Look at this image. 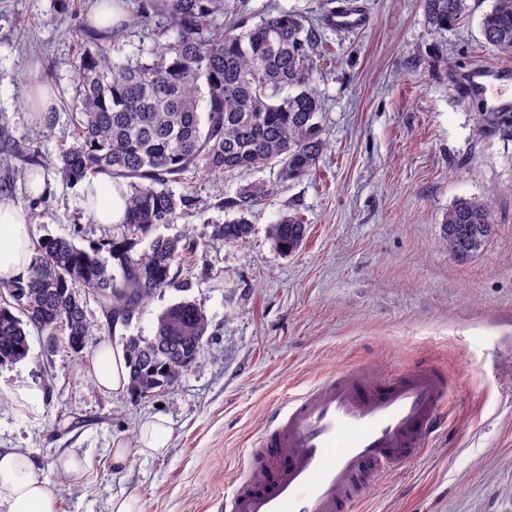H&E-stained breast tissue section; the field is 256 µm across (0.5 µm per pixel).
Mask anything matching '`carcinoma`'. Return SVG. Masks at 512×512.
<instances>
[{"mask_svg": "<svg viewBox=\"0 0 512 512\" xmlns=\"http://www.w3.org/2000/svg\"><path fill=\"white\" fill-rule=\"evenodd\" d=\"M432 30L454 25L468 11L466 0H424ZM129 23L165 20L173 38L146 59L116 61L107 45L89 38L77 65L79 107L71 112L73 142L47 168L69 182L89 175L127 184L126 213L102 248L86 250L66 237L34 242L28 274L0 286V363L25 358L30 330L51 334L79 354L93 350L101 325L84 310L95 297L105 324L127 326L156 292L176 284L173 267L188 265L198 243L188 235L139 239L159 224H171L195 204L169 189L203 169L214 176L278 168L279 181H294L315 169L325 142L318 118L324 102L310 90L313 57L323 31L311 19L281 12L253 23L229 0H124ZM484 43L512 55V0H493L482 15ZM490 131L512 136V112H486ZM28 160L29 148L0 126V142ZM274 191L258 181L224 201L239 214L214 228L226 242H242L254 227L247 219ZM489 204L461 200L442 224L448 253L457 261L478 254L492 236ZM274 248L291 255L302 246L306 224L284 215L268 225ZM208 329L204 310L189 299L157 317L154 336L130 337L125 353L132 390L142 399L163 393L197 359Z\"/></svg>", "mask_w": 512, "mask_h": 512, "instance_id": "obj_1", "label": "carcinoma"}]
</instances>
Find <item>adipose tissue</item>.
<instances>
[{
	"mask_svg": "<svg viewBox=\"0 0 512 512\" xmlns=\"http://www.w3.org/2000/svg\"><path fill=\"white\" fill-rule=\"evenodd\" d=\"M83 205L98 224L120 223L125 214L126 188L108 177L87 178L80 186ZM29 217L23 204L0 200V283L25 276L34 262ZM97 385L121 391L129 384L126 353L109 342H99L92 357ZM0 512H57L52 488L37 473L33 458L15 448L0 449Z\"/></svg>",
	"mask_w": 512,
	"mask_h": 512,
	"instance_id": "adipose-tissue-1",
	"label": "adipose tissue"
}]
</instances>
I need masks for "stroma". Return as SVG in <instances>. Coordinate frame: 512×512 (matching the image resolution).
Segmentation results:
<instances>
[{"label": "stroma", "mask_w": 512, "mask_h": 512, "mask_svg": "<svg viewBox=\"0 0 512 512\" xmlns=\"http://www.w3.org/2000/svg\"><path fill=\"white\" fill-rule=\"evenodd\" d=\"M367 26L324 27L313 91L324 101L326 148L309 177L278 183L276 169L214 178L204 170L172 184L196 204L159 234L199 242L179 287L157 292L129 326L102 331L112 345L151 338L158 315L188 298L209 326L196 363L156 398L97 387L91 354L59 345L45 354L30 335L26 358L0 365V382L27 383L45 398L39 419L0 405V448L38 463L58 512H109L115 496H138L143 512H213L246 476V459L273 406L341 367L383 378L430 365L448 379L445 423L411 464L388 472L353 512H512V140L489 135L480 102L460 96L458 77L508 62L485 44L491 0H467L465 18L436 33L422 0H368ZM95 0H0V125L26 144L29 163L0 146V182L26 205L32 238H74L88 249L111 228L93 223L77 185L53 177L48 197L25 192L27 167L56 158L78 97L76 62L95 31ZM47 88L55 121L34 119ZM274 184L255 208L246 242L213 238L224 200L247 184ZM490 206L495 232L461 263L442 239L456 202ZM297 212L301 249H274L267 226ZM166 417L165 454H137L138 427ZM130 447L123 464L115 444ZM90 462L75 481L58 467L70 451Z\"/></svg>", "instance_id": "35a3bbf8"}]
</instances>
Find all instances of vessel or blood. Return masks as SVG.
<instances>
[{
  "label": "vessel or blood",
  "mask_w": 512,
  "mask_h": 512,
  "mask_svg": "<svg viewBox=\"0 0 512 512\" xmlns=\"http://www.w3.org/2000/svg\"><path fill=\"white\" fill-rule=\"evenodd\" d=\"M342 9L339 31L366 26ZM464 100L512 112V67L478 66L461 77ZM448 384L435 368L395 378L370 368H339L304 393L274 406L247 458V478L216 500V512H349L388 471L413 462L441 425Z\"/></svg>",
  "instance_id": "1"
}]
</instances>
